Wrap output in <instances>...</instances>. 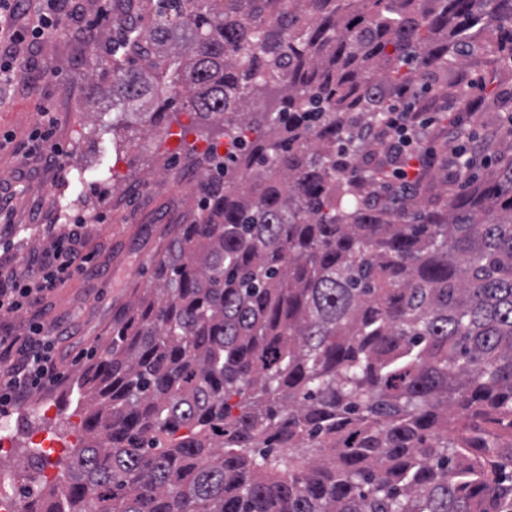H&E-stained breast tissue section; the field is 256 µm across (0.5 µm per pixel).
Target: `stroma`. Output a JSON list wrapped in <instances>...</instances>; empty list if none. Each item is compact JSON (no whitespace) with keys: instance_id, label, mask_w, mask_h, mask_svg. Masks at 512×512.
I'll return each instance as SVG.
<instances>
[{"instance_id":"1","label":"stroma","mask_w":512,"mask_h":512,"mask_svg":"<svg viewBox=\"0 0 512 512\" xmlns=\"http://www.w3.org/2000/svg\"><path fill=\"white\" fill-rule=\"evenodd\" d=\"M100 0H72L66 36L32 50L31 65L18 83L0 87V136L13 142L0 151V186H17L9 222L0 226V265L26 264L47 250L67 224L83 221L82 252L93 254L97 274L72 272L54 294L34 308L0 319L13 334L35 319L60 324L54 349L66 377L49 389L29 393L24 402L0 414L8 425L12 461L28 449L66 454L84 435L81 418L69 403L75 375L89 367L112 337V319L148 287L164 230L186 224L197 208L198 167L180 155L181 145L203 146L204 133L189 129L186 115L144 131L136 108L121 123L112 121V82L102 79L90 90L87 68L76 46L92 37L104 40L109 28L126 21L112 14L109 25L87 30ZM502 112L512 111V81L499 82ZM50 107L58 124L53 137L64 163L44 168L25 146L39 112ZM502 112L485 111L463 120L460 143L478 144L480 157L494 158L502 139Z\"/></svg>"}]
</instances>
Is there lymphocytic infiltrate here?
I'll use <instances>...</instances> for the list:
<instances>
[{
    "label": "lymphocytic infiltrate",
    "instance_id": "lymphocytic-infiltrate-1",
    "mask_svg": "<svg viewBox=\"0 0 512 512\" xmlns=\"http://www.w3.org/2000/svg\"><path fill=\"white\" fill-rule=\"evenodd\" d=\"M62 0H0V84L18 80L27 67L30 46L43 45L64 36L61 16ZM387 125L371 129L368 140L386 139L401 145L405 162L397 167L393 178L399 188L411 190L431 166L433 153L426 139L434 125L426 109L418 106L390 104ZM79 227L69 228L57 236L51 250L36 258L38 274L28 270L0 269V317H8L44 297L64 275L87 268L89 255L79 253L74 242ZM53 343L44 324H31L22 335L0 336V413L16 404L35 388H50L63 377L53 356Z\"/></svg>",
    "mask_w": 512,
    "mask_h": 512
}]
</instances>
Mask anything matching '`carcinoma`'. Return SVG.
Returning <instances> with one entry per match:
<instances>
[{"label":"carcinoma","mask_w":512,"mask_h":512,"mask_svg":"<svg viewBox=\"0 0 512 512\" xmlns=\"http://www.w3.org/2000/svg\"><path fill=\"white\" fill-rule=\"evenodd\" d=\"M157 2L91 85L228 149L76 377L85 442L29 512H512V138L398 210L371 191L397 156L361 138L388 89L512 46V0Z\"/></svg>","instance_id":"obj_1"}]
</instances>
